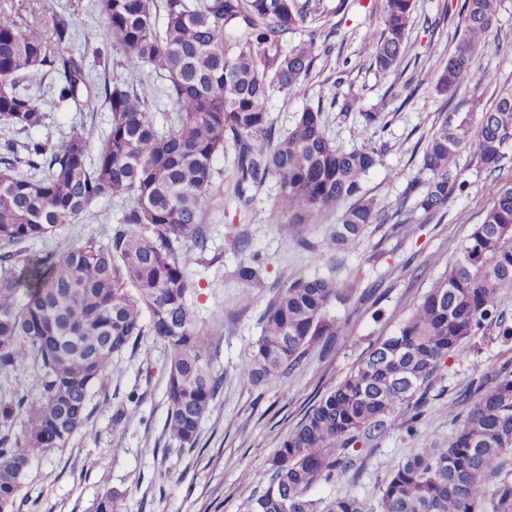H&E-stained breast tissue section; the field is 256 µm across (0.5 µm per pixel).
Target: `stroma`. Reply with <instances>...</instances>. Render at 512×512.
<instances>
[{
  "mask_svg": "<svg viewBox=\"0 0 512 512\" xmlns=\"http://www.w3.org/2000/svg\"><path fill=\"white\" fill-rule=\"evenodd\" d=\"M462 0H416L409 54L402 77L370 67L361 52L366 33L380 21L381 0H322L321 18L299 31V38H316L329 45L311 77L294 95L272 92L267 102L276 130L293 125L305 108H321L328 137L344 150L361 145L363 112L386 117L384 131L372 143L381 147V162L363 179L362 188L378 209L389 215L385 224L370 225L354 249L327 255L326 243L339 212H327L310 223L292 226L276 204L277 186L268 181L254 194L249 208L231 196L214 198L207 207L210 251L220 261L211 266L190 264V276L200 284L194 298L198 319L216 332L213 368L223 373L224 388L204 420L195 448H180L168 438L164 423L167 352L154 337H144L135 350L112 361V377L97 388L90 404L89 436L74 437L67 448L36 454L27 472L26 500L20 512H92L102 485L122 494V512H241L249 488L239 482L241 471L262 478L283 439L302 417L316 391L336 385L366 352L370 343L392 335L402 320L452 261L460 244L481 223L495 181L512 179V141L496 172H489L470 155H461L458 168L466 190L447 208L432 216L413 211L406 190L422 192L429 178L421 165L425 141L438 118L454 113L481 114L499 89L512 85V0H501L498 34L474 60L476 72L496 75L495 83L473 81L454 97L439 95L433 72L448 58L460 34L458 9ZM17 23L30 13L72 14L77 34L70 52L84 56L88 70L104 76L95 56L104 35L94 0H11ZM448 6L447 22L428 30L425 18ZM356 94L362 112L342 109L345 96ZM37 138L60 141L70 128L84 126L92 148H99L110 114L97 101L53 104ZM409 213L405 224L392 222L396 211ZM242 236L244 252L228 240ZM259 256V281L237 279L240 261ZM336 276L356 285L352 303L333 309L343 328L336 347L310 348L302 366L284 379H272L257 389L238 380V366L249 356L262 331V315L279 288L298 278ZM379 289L382 300L372 306L366 297ZM381 319H373L374 309ZM512 362V344L492 336L476 338L458 359L448 360L429 392L428 404L415 435L400 427L374 447L363 450L364 464L331 481L316 483L310 498L327 500L349 492L373 496L402 461L422 444H447L455 431L453 405L481 370ZM141 396L140 414L120 427L112 425V407L128 392Z\"/></svg>",
  "mask_w": 512,
  "mask_h": 512,
  "instance_id": "obj_1",
  "label": "stroma"
}]
</instances>
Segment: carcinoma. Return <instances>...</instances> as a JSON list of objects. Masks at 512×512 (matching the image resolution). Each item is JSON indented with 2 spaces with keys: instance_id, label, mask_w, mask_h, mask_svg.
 I'll return each instance as SVG.
<instances>
[{
  "instance_id": "obj_1",
  "label": "carcinoma",
  "mask_w": 512,
  "mask_h": 512,
  "mask_svg": "<svg viewBox=\"0 0 512 512\" xmlns=\"http://www.w3.org/2000/svg\"><path fill=\"white\" fill-rule=\"evenodd\" d=\"M500 0H463L462 36L436 73L435 89L456 92L476 78L477 52L495 37ZM104 38L95 55L122 70L101 82L84 58L67 53L75 24L57 13L52 26L0 20V124L16 134L0 140V512H17L33 455L65 448L89 434L94 389L112 375V358L145 336L163 343L167 384L165 429L181 448L196 446L204 418L224 386L212 368L213 333L196 317L190 261L208 251L205 207L221 195L215 168L228 142L237 149L229 179L237 201L269 179L277 205L294 224L342 210L327 245L354 248L367 228L383 224L362 180L380 162L362 144L332 143L322 110L307 108L275 133L266 110L270 91L298 92L318 59L314 38L291 36L319 20V0H97ZM415 0H383L380 30L364 56L382 74L398 72L413 25ZM163 24H158V16ZM119 46L125 56L112 58ZM143 66L161 80L174 114L158 127L147 94L131 81ZM60 103L98 100L111 122L97 152L83 128L55 143L32 137L47 113L37 101L45 76ZM512 139V89L474 119L443 118L428 136L422 167L430 174L412 211L432 215L462 192L457 160L466 152L494 172ZM355 202L343 207L346 200ZM118 200L121 217L105 237L93 234L39 257L31 241H47L90 214L99 200ZM260 258L240 263L237 277L259 279ZM512 288V180L497 185L483 219L455 259L413 307L396 333L378 340L336 386L313 396L269 462L265 484L243 512H512V365L490 367L459 396L463 411L448 445L413 451L371 499L345 493L324 507L307 495L321 479L353 469L357 448L398 425L413 436L427 393L450 358L471 339L512 341V319L499 309ZM353 282L298 278L267 307L262 334L237 370L250 388L286 378L308 349L336 344L329 316L346 306ZM33 370L38 394L19 383ZM132 390L112 410V423L139 416ZM122 494L105 486L93 512H120Z\"/></svg>"
}]
</instances>
